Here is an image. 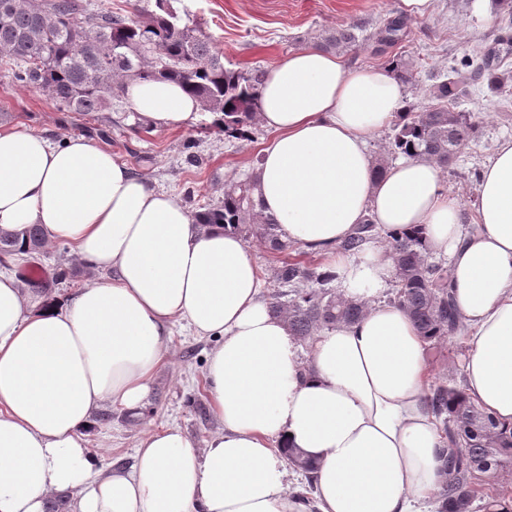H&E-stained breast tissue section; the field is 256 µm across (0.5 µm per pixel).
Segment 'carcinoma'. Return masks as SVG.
<instances>
[{
	"label": "carcinoma",
	"instance_id": "carcinoma-1",
	"mask_svg": "<svg viewBox=\"0 0 512 512\" xmlns=\"http://www.w3.org/2000/svg\"><path fill=\"white\" fill-rule=\"evenodd\" d=\"M153 6L136 9V18L91 10L84 0H0V67L14 83L35 88L59 112L90 114L113 111V102L125 99L126 86L136 80L176 81L198 100L200 110L214 116V127L229 141H252L258 132V88L265 71H243L224 66L223 55L202 24L190 12L179 11L172 0H146ZM401 17L388 18L373 34L380 46L398 44L406 32ZM361 27L351 24L325 36L320 47L338 52L353 49ZM502 49H491L496 60L483 62L488 90L496 95L512 89V71L503 68L512 56V40L500 38ZM385 66L404 84H414L413 63L402 55L389 57ZM479 74L470 60L441 73L428 88L429 103L407 106L399 113L385 141L378 167L385 160H427L441 166L475 140L479 122L456 110L457 101L469 94ZM195 223L221 224L244 240L265 239L270 249L282 253L278 224L263 213L253 181H230L224 199L206 204L194 213ZM33 253L43 247L38 225L0 235V251L10 254L19 241ZM368 240L387 244L395 263V280L389 301L414 321L432 349L459 337L460 314L448 288V267L431 260L421 230L384 231L373 218L358 225L336 252L350 254ZM273 272L276 288L269 294L273 313L285 319L291 335L302 344L321 331L360 320L366 307L343 298L333 287L334 275L320 263L302 256L277 259ZM428 406L443 436L442 482L438 495L445 512H498L512 490L501 479L512 474V428L501 426L478 407L455 379L431 382ZM288 464L304 474L296 491L308 506L313 475L307 461L288 449ZM493 487L495 492L486 493Z\"/></svg>",
	"mask_w": 512,
	"mask_h": 512
}]
</instances>
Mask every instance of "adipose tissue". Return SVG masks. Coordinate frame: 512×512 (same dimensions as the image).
Listing matches in <instances>:
<instances>
[{
	"label": "adipose tissue",
	"instance_id": "1",
	"mask_svg": "<svg viewBox=\"0 0 512 512\" xmlns=\"http://www.w3.org/2000/svg\"><path fill=\"white\" fill-rule=\"evenodd\" d=\"M152 129L188 126L198 101L171 81L130 83ZM385 68L348 67L308 48L269 68L259 118L272 132L256 166L264 213L300 247L326 254L355 324L301 347L275 317L246 241L200 228L170 192L93 139L56 143L0 130V232L39 225L98 274L46 299L0 271V512H305L285 453L314 466L317 512H438L441 434L426 407V343L382 302L395 267L371 241L335 247L373 217L420 227L445 260L468 331V395L512 426V139L481 173L474 216L427 161L376 169L370 141L403 108ZM220 336L206 380L216 433L197 449L172 426L147 433L130 465L95 466L85 432L106 407L136 413L175 322Z\"/></svg>",
	"mask_w": 512,
	"mask_h": 512
}]
</instances>
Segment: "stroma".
I'll list each match as a JSON object with an SVG mask.
<instances>
[{"label": "stroma", "mask_w": 512, "mask_h": 512, "mask_svg": "<svg viewBox=\"0 0 512 512\" xmlns=\"http://www.w3.org/2000/svg\"><path fill=\"white\" fill-rule=\"evenodd\" d=\"M182 6L204 24L206 32L224 53L225 64L238 69H268L291 54L317 45L331 31L360 24L374 31L379 22L403 13L401 0H181ZM512 33V13L495 10L492 0H433L430 13L407 19L404 40L385 54L366 42L344 52L351 66L382 65L386 56L402 53L418 77L407 86L408 103H426L430 75L459 65L474 48L494 44ZM458 110L473 113L481 123L477 140L464 146L447 168L441 169L443 190L455 196L464 210H473L479 184L474 172L483 170L498 144L512 137V94L490 93L478 81ZM95 116L63 114L35 89L17 86L0 68V129L20 127L60 141L79 135ZM132 119L112 127L106 148L130 162L153 186L169 191L187 210L215 203L224 197L228 180L253 175L258 152L270 135L259 130L254 141L230 142L211 127L208 113H200L187 128L173 131L133 129ZM194 140L196 163L186 161L183 144ZM50 291L61 293L91 282V271H80L69 247L47 244L31 254ZM213 338H200L183 324H175L167 342V358L158 371L147 407L136 414L113 410L109 421L96 422L88 432L90 448L100 463H130L147 432L168 426L183 429L197 444H204L219 427L216 419L201 420L188 404L191 395L207 390L206 362L216 346Z\"/></svg>", "instance_id": "35a3bbf8"}]
</instances>
